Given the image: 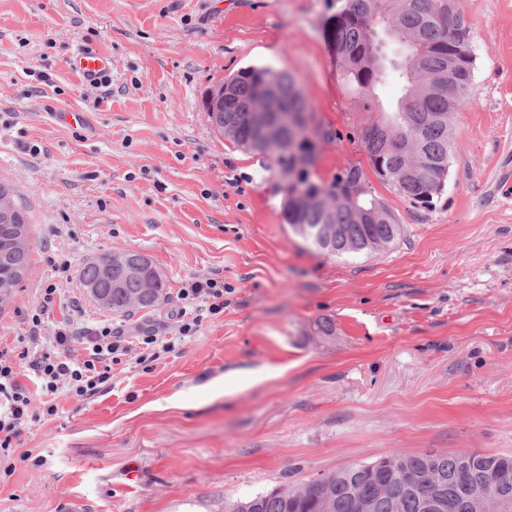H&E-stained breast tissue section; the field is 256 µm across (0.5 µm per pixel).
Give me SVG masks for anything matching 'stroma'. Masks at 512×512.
<instances>
[{
    "label": "stroma",
    "mask_w": 512,
    "mask_h": 512,
    "mask_svg": "<svg viewBox=\"0 0 512 512\" xmlns=\"http://www.w3.org/2000/svg\"><path fill=\"white\" fill-rule=\"evenodd\" d=\"M461 6L474 90L452 118L445 190L417 208L361 145L400 86L368 100L344 83L326 36L336 0H0V182L30 231L0 341L53 284L47 333L77 318L172 345L26 422L0 512H225L396 451L512 454V182L497 180L512 170V0ZM80 44L111 56L109 86L70 69ZM250 65L299 78L330 133L314 180L361 167L403 227L392 247L326 257L293 233L275 158L208 116L209 94ZM123 250L165 283L153 309L115 315L49 262ZM206 278L223 280L224 311L180 336L179 291ZM326 321L335 335H320Z\"/></svg>",
    "instance_id": "1"
}]
</instances>
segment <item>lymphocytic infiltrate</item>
Here are the masks:
<instances>
[{
    "label": "lymphocytic infiltrate",
    "mask_w": 512,
    "mask_h": 512,
    "mask_svg": "<svg viewBox=\"0 0 512 512\" xmlns=\"http://www.w3.org/2000/svg\"><path fill=\"white\" fill-rule=\"evenodd\" d=\"M55 287L44 288L40 306L26 330L22 349L0 348V397L7 409L0 413V456L8 455L21 425L36 414L56 415L59 392L89 399L110 386L112 366L130 351V343L121 329L106 325L99 328L66 325L56 331L54 350L43 348V314L54 300ZM181 300L195 306V316L178 321V332L194 335L202 314L216 315L224 310V284L214 278L197 280L181 289ZM84 340L82 356H75L71 344ZM40 381V392H32L27 379Z\"/></svg>",
    "instance_id": "1"
}]
</instances>
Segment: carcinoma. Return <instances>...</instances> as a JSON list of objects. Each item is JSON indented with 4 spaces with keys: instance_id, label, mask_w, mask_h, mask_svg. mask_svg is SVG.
I'll list each match as a JSON object with an SVG mask.
<instances>
[{
    "instance_id": "cac0c4a2",
    "label": "carcinoma",
    "mask_w": 512,
    "mask_h": 512,
    "mask_svg": "<svg viewBox=\"0 0 512 512\" xmlns=\"http://www.w3.org/2000/svg\"><path fill=\"white\" fill-rule=\"evenodd\" d=\"M336 14L326 28L339 57L345 79L366 99L376 95L382 81L391 77L402 84V95L392 112L364 128L359 135L368 160L378 177L416 207H429L434 196L424 181L406 175L413 166L450 162L451 117L473 93L475 57L468 20L459 0H336ZM232 93L218 100L209 113L215 127L234 142L258 152L254 122L256 88L272 83L277 89L271 111L278 113L288 146L275 154L280 171L293 167L299 133L291 126L307 115L303 133L327 138L330 133L312 123L314 114L295 76L271 67L250 66L229 79ZM403 139L413 152L399 154L392 140ZM365 179L362 168L348 167L329 183L310 182L304 194L336 198L349 184ZM283 215L294 233L313 250L324 253L322 239L332 228L340 231L336 254L370 253L380 244L392 245L401 236L395 215L367 191L357 200L336 202L328 209L288 191ZM28 224L12 192L0 184V310L11 301L28 259ZM150 261L130 250L112 254L116 269ZM106 308L116 313L149 309L165 298L159 279L152 288L144 278L129 276L120 281L99 282ZM402 463L393 467L387 458ZM371 463H356L321 473L326 498L303 491L305 484L275 488L235 501L233 512H354L353 497L369 503L368 512H426L415 478L430 475L440 499L451 512H495L490 490L497 487L502 470L512 471V454L461 450L452 454L395 452Z\"/></svg>"
}]
</instances>
